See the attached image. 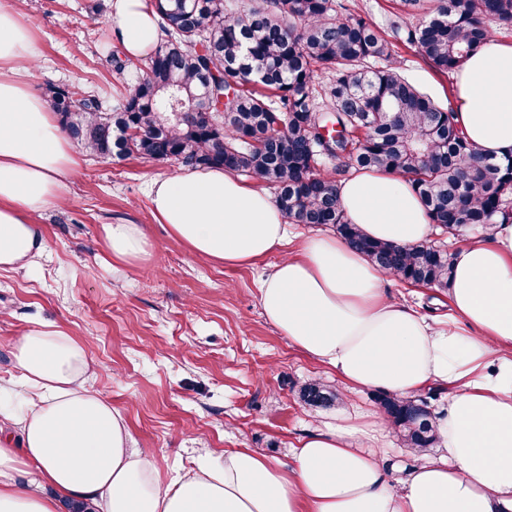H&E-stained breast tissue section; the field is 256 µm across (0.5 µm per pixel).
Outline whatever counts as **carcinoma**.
I'll return each instance as SVG.
<instances>
[{
	"mask_svg": "<svg viewBox=\"0 0 512 512\" xmlns=\"http://www.w3.org/2000/svg\"><path fill=\"white\" fill-rule=\"evenodd\" d=\"M250 2L238 10L232 0H151L165 38L120 102L88 92L76 100L52 85L50 109L93 157L136 154L223 168L274 189L288 223L330 227L396 278L448 287L445 250L364 236L341 209L336 179L321 169L331 160L337 172L406 176L432 224L455 236L467 226L512 221V155L480 154L453 113L401 75L375 26L340 0ZM403 3L411 13L390 21L394 37L446 75L493 34L492 25L512 27V0ZM208 82L224 97L220 116L177 118L162 104L170 92L187 102ZM318 98L327 101L321 111ZM300 396L311 407L338 399L317 383ZM379 404L407 447H433L427 401L383 394Z\"/></svg>",
	"mask_w": 512,
	"mask_h": 512,
	"instance_id": "1",
	"label": "carcinoma"
}]
</instances>
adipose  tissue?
<instances>
[{
  "mask_svg": "<svg viewBox=\"0 0 512 512\" xmlns=\"http://www.w3.org/2000/svg\"><path fill=\"white\" fill-rule=\"evenodd\" d=\"M22 0H0V271L34 266L47 249L38 219L61 204L78 166L72 143L24 76L33 70ZM112 37L133 60L161 41L150 0H112ZM450 104L487 157L512 153V43L488 37L461 65ZM349 222L368 238L409 247L433 233L407 177L361 170L336 182ZM152 211L198 256L228 266L280 249L288 221L261 189L219 169H183L147 184ZM113 265L135 266L151 244L136 224H106ZM386 270L331 234L306 238L259 289L263 315L345 394L413 398L452 389L434 418L442 454L424 453L392 481L379 411H342L298 439L281 464L247 448L198 460L162 479L155 454L136 447L111 401L89 389L85 347L51 322L11 345L22 415L0 409V512H60L104 501L107 512H512V222L455 249L450 310L434 324L385 298Z\"/></svg>",
  "mask_w": 512,
  "mask_h": 512,
  "instance_id": "obj_1",
  "label": "adipose tissue"
}]
</instances>
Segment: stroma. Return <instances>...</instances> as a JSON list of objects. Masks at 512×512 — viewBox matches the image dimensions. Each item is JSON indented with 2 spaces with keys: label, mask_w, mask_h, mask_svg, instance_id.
<instances>
[{
  "label": "stroma",
  "mask_w": 512,
  "mask_h": 512,
  "mask_svg": "<svg viewBox=\"0 0 512 512\" xmlns=\"http://www.w3.org/2000/svg\"><path fill=\"white\" fill-rule=\"evenodd\" d=\"M109 0H33L23 19L38 60L33 90L70 84L120 98L138 72L117 74ZM403 75L440 105L450 80L414 50L391 45ZM66 180L65 207L39 219L47 252L31 271H0V379L16 377L10 344L32 322L59 324L93 360L89 388L108 397L138 447L152 449L163 477L185 471L208 451L251 448L280 462L307 431L334 422L337 406L311 407L301 388L339 389L312 358L264 318L258 288L281 256L313 228L289 227L281 251L253 265L225 266L195 256L154 216L147 181L180 164L140 158L96 159L80 152ZM137 224L152 242L138 267L103 266L101 227ZM386 298L427 320L447 314L446 294L391 278Z\"/></svg>",
  "instance_id": "stroma-1"
}]
</instances>
